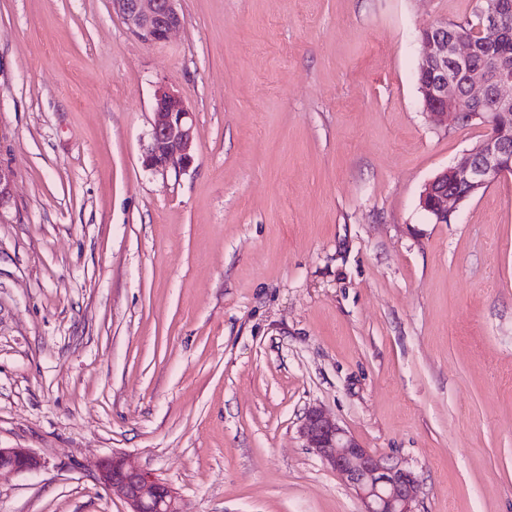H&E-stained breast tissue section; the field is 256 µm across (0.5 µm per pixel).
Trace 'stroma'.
Here are the masks:
<instances>
[{
    "instance_id": "1",
    "label": "stroma",
    "mask_w": 512,
    "mask_h": 512,
    "mask_svg": "<svg viewBox=\"0 0 512 512\" xmlns=\"http://www.w3.org/2000/svg\"><path fill=\"white\" fill-rule=\"evenodd\" d=\"M477 0H181L144 44L111 0H0V512H126L129 455L185 512H358L305 448L323 406L414 471L416 512H512V175L450 223L420 29ZM193 162L147 170L154 92ZM43 466L42 458L29 448L0 447V475L2 471L14 473L35 472Z\"/></svg>"
}]
</instances>
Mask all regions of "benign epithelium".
<instances>
[{"label": "benign epithelium", "instance_id": "benign-epithelium-1", "mask_svg": "<svg viewBox=\"0 0 512 512\" xmlns=\"http://www.w3.org/2000/svg\"><path fill=\"white\" fill-rule=\"evenodd\" d=\"M181 0H112L129 31L148 45L166 43L179 29ZM478 36L489 46L512 30V0H479ZM419 60L424 111L436 126L479 125L483 137L430 179L420 205L437 223L450 222L466 200L512 175V60L494 56L479 69L470 66L474 40L448 31V22L423 28ZM466 98L469 110L458 103ZM194 112L182 94L160 85L154 94L150 142L143 166L156 172L185 168L193 161ZM306 447L344 476L361 503L360 512H415L420 481L415 473L363 447L324 409L308 407L299 420ZM42 458L29 448L0 447V472H35ZM98 481L122 500L127 512H183L177 493L130 459L114 455L98 465Z\"/></svg>", "mask_w": 512, "mask_h": 512}]
</instances>
